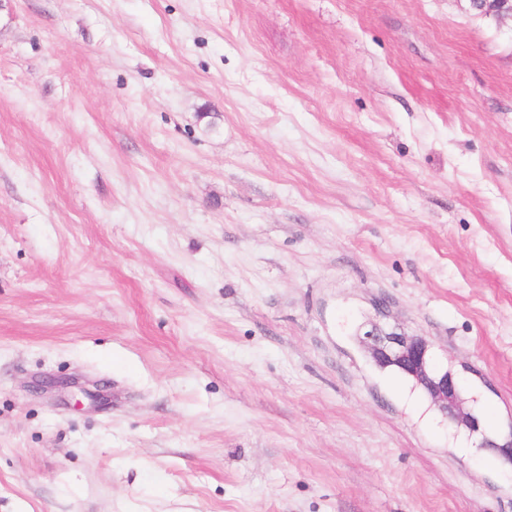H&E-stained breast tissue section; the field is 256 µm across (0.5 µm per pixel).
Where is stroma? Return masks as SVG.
Instances as JSON below:
<instances>
[{"mask_svg":"<svg viewBox=\"0 0 512 512\" xmlns=\"http://www.w3.org/2000/svg\"><path fill=\"white\" fill-rule=\"evenodd\" d=\"M375 323L512 440V19L0 0V512H512ZM362 344L379 367L397 366L428 392L448 423L468 425L473 417L463 409L458 383L448 371L436 374L429 368L428 344L421 337L386 333L378 326L364 333Z\"/></svg>","mask_w":512,"mask_h":512,"instance_id":"35a3bbf8","label":"stroma"}]
</instances>
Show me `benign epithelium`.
<instances>
[{"label":"benign epithelium","mask_w":512,"mask_h":512,"mask_svg":"<svg viewBox=\"0 0 512 512\" xmlns=\"http://www.w3.org/2000/svg\"><path fill=\"white\" fill-rule=\"evenodd\" d=\"M471 10L495 19H512V0H468ZM362 344L373 361L380 367L394 365L412 377L428 392L432 402L456 425H468L473 420L463 409V399L458 383L445 372L437 374L429 368L428 344L420 337H407L386 333L379 326H372L364 333Z\"/></svg>","instance_id":"1"}]
</instances>
